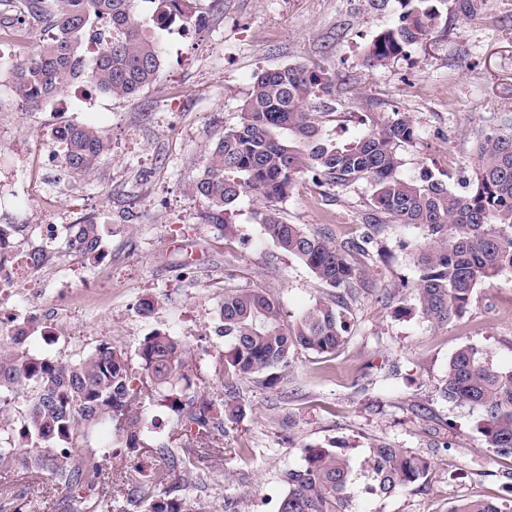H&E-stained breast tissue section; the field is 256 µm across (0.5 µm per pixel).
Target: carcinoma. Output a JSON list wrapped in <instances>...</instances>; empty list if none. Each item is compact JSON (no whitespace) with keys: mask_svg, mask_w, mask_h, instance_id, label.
<instances>
[{"mask_svg":"<svg viewBox=\"0 0 512 512\" xmlns=\"http://www.w3.org/2000/svg\"><path fill=\"white\" fill-rule=\"evenodd\" d=\"M398 21L371 42L364 65L377 68L405 48L428 39L438 17L432 0H397ZM1 12L22 15L32 27L48 25L36 54L17 63L9 77L21 100L36 108L75 80L118 98H132L152 84L162 66L161 49L135 14V0H0ZM156 18L185 27L193 14L189 0H158ZM110 40L86 60L98 29ZM335 83L316 65L287 64L257 74L238 120L224 126L207 152L192 191L208 204V222L227 226L235 202L251 194L262 202L255 212L263 235L300 260L327 290L326 298L294 321L260 288L224 287L215 333L224 339L222 395L198 393L188 344L166 331L140 342L139 367L124 349L102 342L75 360L40 358L14 338L0 340V417L22 404L19 434L0 428V472L46 468L55 486L94 489L111 480L115 493L91 512H188L176 495L177 474L199 471L192 447L224 448V426L245 414L239 382L261 379L273 386L276 371L300 350L332 356L346 343V297L370 260L367 248L387 224L422 230L416 244L415 311L433 326H446L468 312L476 288L512 272V113L474 133L475 163L462 168L454 185L425 170L411 178L402 171L401 147L420 139L408 112L379 113L369 129L340 140L327 128ZM62 162L70 173L92 175L109 151L95 128L70 123L62 133ZM311 175L324 196L365 182L369 212L361 240L336 244L326 233L289 224L280 204L296 182ZM100 225L88 220L66 227L65 246L91 261L101 251ZM439 393L467 403L481 415L489 447L512 456V366L492 362L483 350L464 345L448 360ZM184 401L180 416L185 439L175 448L147 439L156 433L146 420L145 400ZM109 425L131 456L162 459L150 475L139 467L107 472L110 451H76L89 430ZM375 492L387 497L426 482L431 462L382 440L370 448ZM288 492L277 512H347L357 488L349 459L332 448H312L304 464L285 474ZM450 512H509L491 501L464 499Z\"/></svg>","mask_w":512,"mask_h":512,"instance_id":"carcinoma-1","label":"carcinoma"}]
</instances>
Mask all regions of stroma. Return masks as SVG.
Returning a JSON list of instances; mask_svg holds the SVG:
<instances>
[{
    "mask_svg": "<svg viewBox=\"0 0 512 512\" xmlns=\"http://www.w3.org/2000/svg\"><path fill=\"white\" fill-rule=\"evenodd\" d=\"M459 0H439L428 40L387 65L363 57L375 36L393 25L400 6L371 8L367 0H196L202 26L185 33L154 29L163 51L159 79L138 96L118 99L77 83L58 97L60 110L23 107L8 80L16 61L30 59L45 32L0 26V224H22L23 252L49 258L32 268L30 295L12 300L32 327L28 347L47 358H77L101 341L136 356L155 330L190 346L206 393L223 373L224 340L216 309L226 280L260 288L295 319L326 296L295 257L266 240L254 220L259 201L244 195L228 229L203 220L206 202L192 185L206 153L234 123L258 73L286 64H316L333 77L336 125L356 135L368 114L413 113L423 134L402 149L403 172L455 173L472 158L476 127L512 111V0H482L464 16ZM96 127L110 151L95 176L48 168L57 117ZM370 188L359 183L324 198L302 177L281 205L288 223L325 230L336 242L359 238ZM47 217L102 229L109 266L88 262L43 237L34 222ZM421 230L386 225L370 245L372 258L347 301V342L332 357L295 355L274 388L240 381L246 412L227 427L224 452L201 449V476L179 480L192 512H276L288 487L285 471L311 448H332L357 474L351 512H450L463 499L512 501V458L489 448L479 413L443 399L438 382L461 346L487 351L512 365V274L474 294L467 314L434 327L412 314L415 257ZM69 282L71 324L50 321L52 300ZM155 310L142 316L143 299ZM430 460L423 486L382 498L371 490L366 461L375 440ZM249 447L240 457V447ZM0 512H33L52 497L50 512H85L78 494L55 489L49 473L0 477Z\"/></svg>",
    "mask_w": 512,
    "mask_h": 512,
    "instance_id": "1",
    "label": "stroma"
}]
</instances>
